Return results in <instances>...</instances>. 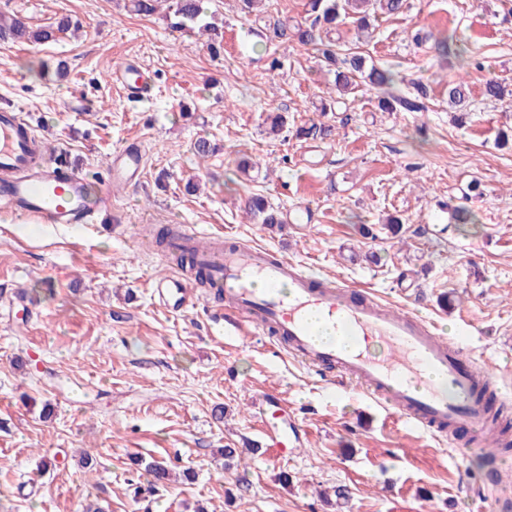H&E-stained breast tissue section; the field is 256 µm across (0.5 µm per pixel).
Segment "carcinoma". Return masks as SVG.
Wrapping results in <instances>:
<instances>
[{"label": "carcinoma", "mask_w": 512, "mask_h": 512, "mask_svg": "<svg viewBox=\"0 0 512 512\" xmlns=\"http://www.w3.org/2000/svg\"><path fill=\"white\" fill-rule=\"evenodd\" d=\"M307 6L308 17L305 21L291 27L282 22L276 24L279 38L293 39L303 46L311 47L319 64L335 70L336 89L341 93L357 89L361 81L376 90L390 87L394 81L391 71L373 64L366 65V59L361 55L340 52V46L330 39L329 34L349 20L355 24L358 34L362 36L369 32L371 20L376 17L403 12L406 0H308ZM169 9L173 16L171 27L187 30L200 23L201 33L208 35V39L222 38L218 26L203 23V0H172ZM70 27L71 21L66 17L52 26L32 28L18 17L7 18L0 15V42L48 44L57 41ZM467 102L468 87L464 82L448 84V103L462 110L467 107ZM249 209L262 224L272 226L282 223L279 213L260 196L251 198ZM146 471L156 487H164L170 480V470L162 463H150L146 466Z\"/></svg>", "instance_id": "1"}]
</instances>
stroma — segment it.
Returning <instances> with one entry per match:
<instances>
[{
  "mask_svg": "<svg viewBox=\"0 0 512 512\" xmlns=\"http://www.w3.org/2000/svg\"><path fill=\"white\" fill-rule=\"evenodd\" d=\"M306 3L264 0L247 16L238 0H207L224 26L210 48L129 0H0V13L35 26L79 23L55 44L0 45V106L22 108L51 153L110 198L98 224L0 221V512L90 502L104 512H496L492 460L512 500V450H459L410 430L269 337L224 340L217 297L174 314L151 288L169 264L139 226L193 224L425 318L512 387V141H502L512 138V0H409L368 41L339 27L343 47L393 72V92L426 87L423 112L381 110L373 93L335 98L333 73L273 35L303 19ZM449 35L477 66L440 54ZM127 60L153 78L145 102L125 100L112 80ZM459 78L471 105L462 117L448 106ZM491 78L510 96L485 99ZM276 112L288 124L274 135L266 117ZM201 138L216 147L205 159L193 150ZM124 147L142 151L143 176L108 184L109 158ZM256 194L310 219L257 223L245 211ZM458 209L475 223H456ZM391 217L401 233L384 229ZM263 392L304 429L300 448L259 447L253 399ZM226 446L242 451L229 465ZM85 453L94 467H82ZM136 456L196 478L153 489ZM45 458L54 467L41 469Z\"/></svg>",
  "mask_w": 512,
  "mask_h": 512,
  "instance_id": "obj_1",
  "label": "stroma"
}]
</instances>
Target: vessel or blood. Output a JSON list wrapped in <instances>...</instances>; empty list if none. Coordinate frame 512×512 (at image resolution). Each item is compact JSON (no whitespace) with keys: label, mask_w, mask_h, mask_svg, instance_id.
Returning <instances> with one entry per match:
<instances>
[{"label":"vessel or blood","mask_w":512,"mask_h":512,"mask_svg":"<svg viewBox=\"0 0 512 512\" xmlns=\"http://www.w3.org/2000/svg\"><path fill=\"white\" fill-rule=\"evenodd\" d=\"M125 95L143 97L148 77L131 63L117 70ZM21 109L0 107V209L40 224L77 227L107 198L90 196L85 175L66 166L36 165L41 145L28 134ZM142 156L128 149L112 154L113 182L140 177ZM197 230L178 225L173 250L196 246L197 267L210 273L224 294V333L274 329L287 353L314 368L337 371L349 389L377 397L396 409L406 426L448 441L458 430L475 440L492 431L480 388L500 386L497 373L480 364L454 339L439 336L422 318L372 297L354 298L351 287L318 279L301 266L248 244L228 247L221 235L198 245ZM191 272L153 280L160 303L181 313L190 303Z\"/></svg>","instance_id":"obj_1"}]
</instances>
